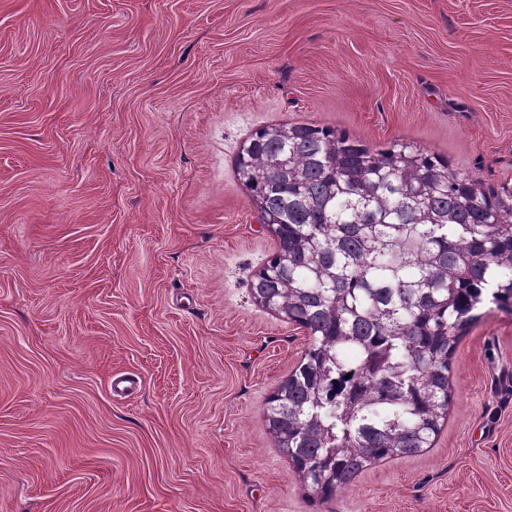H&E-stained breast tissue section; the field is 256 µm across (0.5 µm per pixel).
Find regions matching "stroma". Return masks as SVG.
<instances>
[{
  "label": "stroma",
  "mask_w": 512,
  "mask_h": 512,
  "mask_svg": "<svg viewBox=\"0 0 512 512\" xmlns=\"http://www.w3.org/2000/svg\"><path fill=\"white\" fill-rule=\"evenodd\" d=\"M294 122L512 185V0H0V512H512L492 304L431 447L324 502L273 447L310 339L235 160Z\"/></svg>",
  "instance_id": "1"
}]
</instances>
